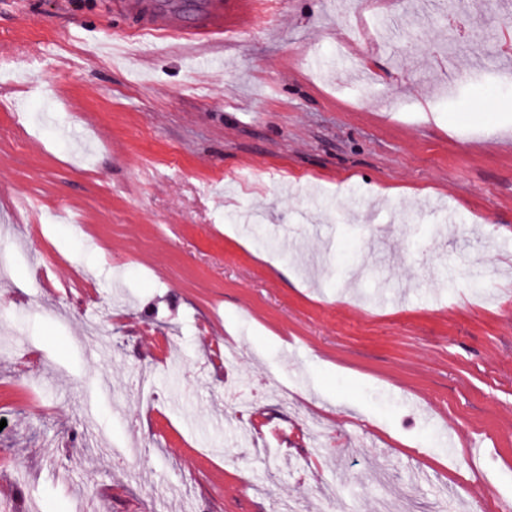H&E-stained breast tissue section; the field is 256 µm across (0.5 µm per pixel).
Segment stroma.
<instances>
[{
	"label": "stroma",
	"instance_id": "obj_1",
	"mask_svg": "<svg viewBox=\"0 0 512 512\" xmlns=\"http://www.w3.org/2000/svg\"><path fill=\"white\" fill-rule=\"evenodd\" d=\"M260 2L0 0V512L512 498V0ZM116 1L112 6L134 20V31L176 34L198 52L211 53L228 35L250 25L259 7L257 0H207L202 7L187 2L181 10L155 2L161 0Z\"/></svg>",
	"mask_w": 512,
	"mask_h": 512
}]
</instances>
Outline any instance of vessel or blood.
I'll return each mask as SVG.
<instances>
[{"mask_svg":"<svg viewBox=\"0 0 512 512\" xmlns=\"http://www.w3.org/2000/svg\"><path fill=\"white\" fill-rule=\"evenodd\" d=\"M137 32H164L192 42L198 51L215 52L224 38L253 21L258 0H205L204 5L186 0L183 9L167 8L162 0H117Z\"/></svg>","mask_w":512,"mask_h":512,"instance_id":"vessel-or-blood-1","label":"vessel or blood"}]
</instances>
